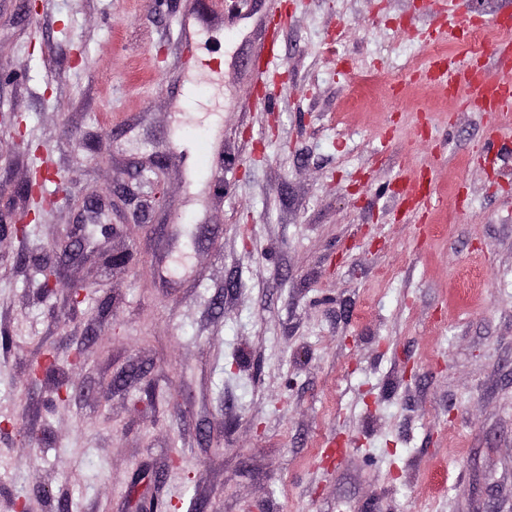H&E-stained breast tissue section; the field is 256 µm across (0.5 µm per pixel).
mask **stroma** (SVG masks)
I'll use <instances>...</instances> for the list:
<instances>
[{"label":"stroma","mask_w":512,"mask_h":512,"mask_svg":"<svg viewBox=\"0 0 512 512\" xmlns=\"http://www.w3.org/2000/svg\"><path fill=\"white\" fill-rule=\"evenodd\" d=\"M210 3L0 0V214L56 199L0 236V512H512V154L410 68L438 0Z\"/></svg>","instance_id":"1"}]
</instances>
